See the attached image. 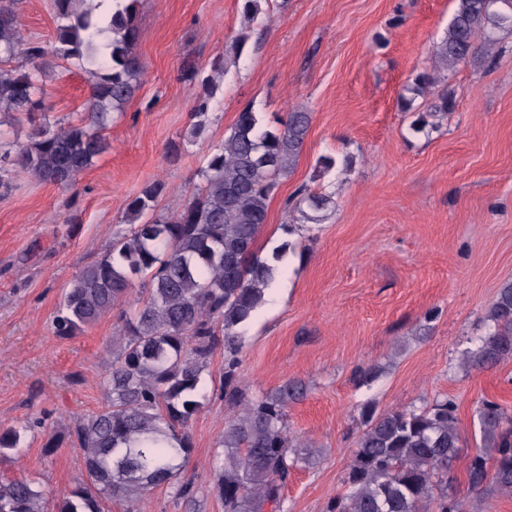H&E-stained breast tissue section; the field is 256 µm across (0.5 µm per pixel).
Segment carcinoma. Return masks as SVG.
<instances>
[{
  "instance_id": "carcinoma-1",
  "label": "carcinoma",
  "mask_w": 512,
  "mask_h": 512,
  "mask_svg": "<svg viewBox=\"0 0 512 512\" xmlns=\"http://www.w3.org/2000/svg\"><path fill=\"white\" fill-rule=\"evenodd\" d=\"M86 0H53L55 33L49 42H25L20 0H0V58L20 55L31 71L0 69V112L34 120L44 103L34 98L41 61L75 58L93 66L90 104L81 123L33 125L24 142L0 147V191L11 174L23 172L60 186L72 185L110 144L102 131L139 86L142 64L135 51L139 0H112V13L83 9ZM505 34H512V0H455V10L437 44L433 65L416 74L404 112L430 93L426 113L411 124L420 132L426 117L455 109L456 92L438 85L437 73L461 65L490 66ZM310 113L294 110L280 126L258 113L239 112L224 141L204 159L202 184L178 211L157 212L167 192L161 180L147 184L127 205L129 228L113 238L101 258L84 267L66 289L54 317L55 334L73 336L110 316L112 359L102 380L105 402L68 431L81 450L85 475L48 509L33 479L0 480V512H104L106 501L125 502L127 512L153 488L170 485L177 499L196 505V486L180 480L193 444L186 431L209 395L204 371L217 348L224 350L219 390L239 411L224 425L223 451L210 466L213 489L224 512H285L284 490L301 468L316 463L310 450L292 448L288 405L303 393L298 381L248 397L239 386L241 329L265 303L266 291L291 245L262 259L255 249L269 202L280 180L299 159ZM302 224H319L335 205V193L302 187L296 194ZM139 295L131 297L134 284ZM487 332L467 361L479 368L512 358V281L499 288L486 315ZM457 405L444 397L420 409L363 411L364 429L348 465L345 491L326 512H465L448 487V468L461 436ZM480 444L467 465L474 491L493 486L512 493V418L495 401L479 402ZM27 427L0 431L4 450L19 452Z\"/></svg>"
}]
</instances>
